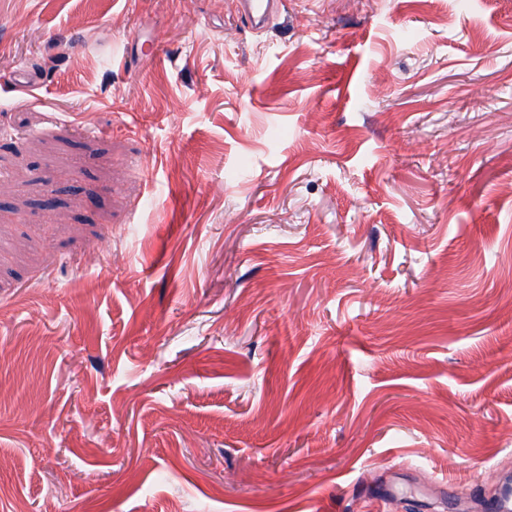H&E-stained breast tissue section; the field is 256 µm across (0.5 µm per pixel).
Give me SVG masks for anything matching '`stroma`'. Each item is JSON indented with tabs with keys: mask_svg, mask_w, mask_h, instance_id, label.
<instances>
[{
	"mask_svg": "<svg viewBox=\"0 0 512 512\" xmlns=\"http://www.w3.org/2000/svg\"><path fill=\"white\" fill-rule=\"evenodd\" d=\"M507 482L512 0H0V512ZM246 20L254 24L255 18L258 21H265L273 12L276 0H239Z\"/></svg>",
	"mask_w": 512,
	"mask_h": 512,
	"instance_id": "obj_1",
	"label": "stroma"
}]
</instances>
